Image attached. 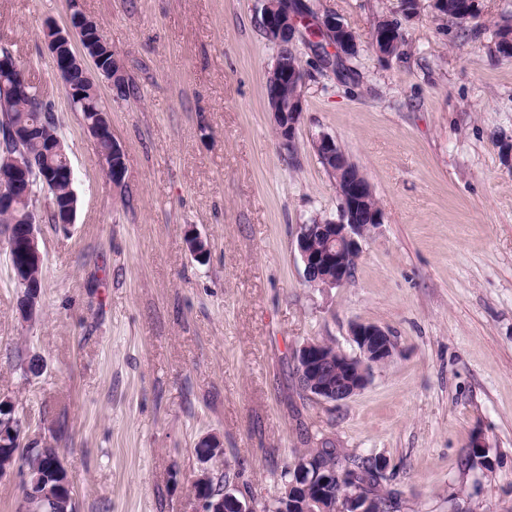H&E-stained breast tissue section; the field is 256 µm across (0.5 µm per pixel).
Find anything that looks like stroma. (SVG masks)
Wrapping results in <instances>:
<instances>
[{
  "instance_id": "obj_1",
  "label": "stroma",
  "mask_w": 512,
  "mask_h": 512,
  "mask_svg": "<svg viewBox=\"0 0 512 512\" xmlns=\"http://www.w3.org/2000/svg\"><path fill=\"white\" fill-rule=\"evenodd\" d=\"M311 2L354 31L358 54L346 77L296 40L291 153L267 109L277 47L261 0H82L134 89L96 81L125 154L116 187L45 42L67 0H0V51L51 102L77 197L69 228L39 226L35 321L18 310L0 225V398L39 447L59 448L76 512H188L194 444L211 432L259 505L296 451L328 442L385 459L400 512H512V58L494 45L512 0H477L464 23L434 0L410 16L403 0ZM387 18L403 44L384 59L372 33ZM322 134L382 214L351 279L324 290L305 283L295 242L297 225L338 217ZM358 322L390 334L394 359L340 405L312 399L295 350L324 340L356 355ZM34 354L44 372L28 377Z\"/></svg>"
}]
</instances>
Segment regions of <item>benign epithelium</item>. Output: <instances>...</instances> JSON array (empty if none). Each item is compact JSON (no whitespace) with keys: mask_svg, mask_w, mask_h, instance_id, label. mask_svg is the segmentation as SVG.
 I'll return each mask as SVG.
<instances>
[{"mask_svg":"<svg viewBox=\"0 0 512 512\" xmlns=\"http://www.w3.org/2000/svg\"><path fill=\"white\" fill-rule=\"evenodd\" d=\"M70 17L64 27L48 23L44 36L58 74L62 88L73 105L83 103L82 90L71 80V74L77 69L87 68L92 63L97 73L112 82V66H121L119 56L104 39L97 22L87 16L80 7V0H69ZM288 0H265L263 25L267 37L280 48H289L297 37L307 38L309 42L321 44L317 49L319 56L333 61L351 58L358 50L355 33L338 17L326 15L311 24L289 13ZM79 42L82 53L70 50L74 42ZM376 52L382 58L391 57V50L399 45L395 25H388L374 36ZM304 74L298 63H287L268 74L267 85L281 88L288 83L300 84ZM28 82L20 75L16 76L8 88V93L0 96V109L8 103L27 96ZM272 118L282 115L288 117V123L281 129V143L287 148L295 144V132L303 113V99L298 97L286 105L273 99ZM87 131L95 141L107 139L111 150L103 157L107 172L116 186L122 184L125 174V155L119 143L112 136V128L107 112H91L85 120ZM316 152L336 159V165L347 169L336 141L322 135L313 142ZM373 193L366 177L358 172L347 176L345 189L339 190L341 198L338 219L316 220L314 224H299L296 227V244L304 265V278L311 286L318 288H336L346 283L354 270L362 251V242L378 228L381 216L374 212H365L363 203ZM31 194L28 169L23 159L10 154L0 160V209H12L18 201L27 199ZM77 197L71 196L63 204L54 206V223L68 225L75 221ZM40 213L33 212L31 224L24 233L7 230L9 250L23 252L28 258L39 264L43 255L39 248L38 224ZM326 241V248L317 249L313 243L316 237ZM351 340L358 354L350 356L334 347L327 349L319 341H308L295 351L294 360L305 381V390L315 399L332 404H341L369 384L375 368L394 358L396 353L392 337L383 328L370 323H355L350 329ZM21 421L15 416L12 401L0 399V438L15 436ZM196 457L199 470L192 480L193 495L190 512H257V506L246 498L238 496L235 489L226 488L216 497L209 492L211 470L208 459L212 454L222 452L223 444L214 434L201 437L196 443ZM308 482L316 484V494L296 503L298 512H383L378 499L362 493L354 486L332 498V474L319 471L308 477Z\"/></svg>","mask_w":512,"mask_h":512,"instance_id":"obj_1","label":"benign epithelium"}]
</instances>
